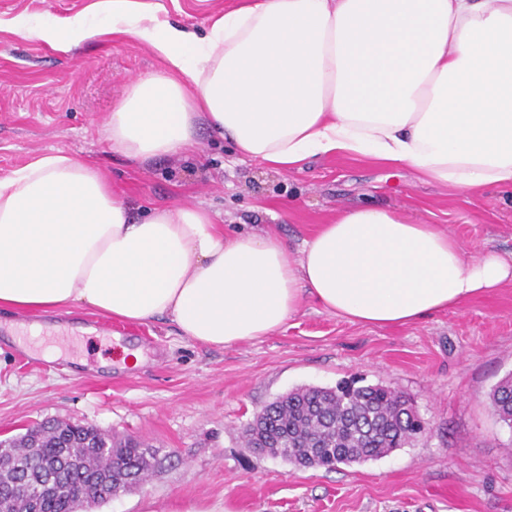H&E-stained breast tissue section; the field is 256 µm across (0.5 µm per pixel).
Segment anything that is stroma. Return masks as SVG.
<instances>
[{"instance_id": "1", "label": "stroma", "mask_w": 512, "mask_h": 512, "mask_svg": "<svg viewBox=\"0 0 512 512\" xmlns=\"http://www.w3.org/2000/svg\"><path fill=\"white\" fill-rule=\"evenodd\" d=\"M94 0H0V177L57 150L97 165L133 214L201 205L226 231L270 233L297 252L337 211L371 204L439 225L467 257L512 254V192L465 194L368 157L336 154L288 171L241 159L229 142L202 137L198 154L142 164L113 150L104 124L130 80L162 69L146 44L87 41L71 53L12 31L92 16ZM162 19L205 34L242 0H154ZM65 323L84 334L42 336L52 360L0 336V439L49 420L89 424L159 449L147 481L96 512H512V429L488 400L512 371V285L407 326L352 324L304 299L281 331L215 348L181 336L166 319L143 324L150 356L121 368L111 317L75 307ZM409 396L427 430L360 464L297 469L245 447L242 428L281 395L344 380Z\"/></svg>"}]
</instances>
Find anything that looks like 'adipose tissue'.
<instances>
[{
  "label": "adipose tissue",
  "instance_id": "adipose-tissue-1",
  "mask_svg": "<svg viewBox=\"0 0 512 512\" xmlns=\"http://www.w3.org/2000/svg\"><path fill=\"white\" fill-rule=\"evenodd\" d=\"M18 35L66 50L122 34L164 70L132 79L104 132L147 161L202 132L274 170L336 152L465 193L512 188V0H246L205 36L147 0H96ZM512 285V258L465 259L455 237L403 212L337 213L298 256L271 234L225 235L201 206L133 219L98 167L58 151L0 178V313L79 305L230 347L270 335L311 297L352 323L405 326Z\"/></svg>",
  "mask_w": 512,
  "mask_h": 512
}]
</instances>
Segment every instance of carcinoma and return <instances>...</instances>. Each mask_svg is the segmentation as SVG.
I'll return each mask as SVG.
<instances>
[{
  "mask_svg": "<svg viewBox=\"0 0 512 512\" xmlns=\"http://www.w3.org/2000/svg\"><path fill=\"white\" fill-rule=\"evenodd\" d=\"M499 422L512 429V373L489 393ZM409 397L376 384L299 388L256 413L242 430L248 448L268 447L299 467L332 468L377 459L411 442L424 428ZM0 454V504L53 477L58 491L37 512H74L77 491L115 470L125 484L145 481L160 465L158 450L134 437L116 438L92 425L36 424Z\"/></svg>",
  "mask_w": 512,
  "mask_h": 512,
  "instance_id": "cac0c4a2",
  "label": "carcinoma"
}]
</instances>
